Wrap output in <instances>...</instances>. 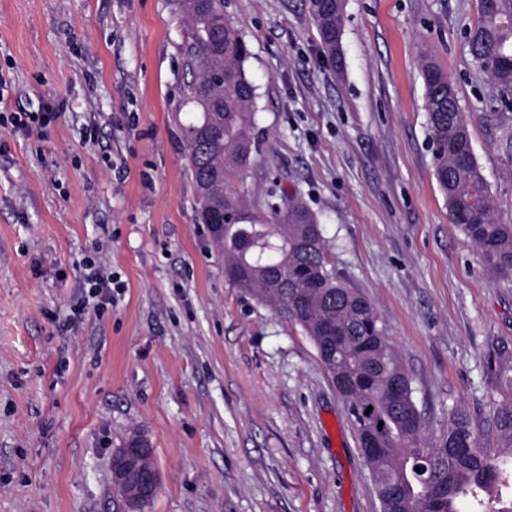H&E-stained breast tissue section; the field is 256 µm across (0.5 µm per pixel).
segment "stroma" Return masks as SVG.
<instances>
[{
    "mask_svg": "<svg viewBox=\"0 0 512 512\" xmlns=\"http://www.w3.org/2000/svg\"><path fill=\"white\" fill-rule=\"evenodd\" d=\"M257 88L247 201L298 195L368 298L430 439L485 416L512 350V275L450 219L424 111L425 54L454 82L512 224V109L475 64L476 0H347L343 67L310 0H226ZM175 0H0V512H123L115 448L138 432L160 488L142 512H381L343 402L301 327L232 288L196 220ZM115 281L70 322L85 263ZM51 113L48 112L47 106L39 104L36 111L11 112L8 117H0L2 123H5V120L10 122L13 130L31 133L44 125L50 119Z\"/></svg>",
    "mask_w": 512,
    "mask_h": 512,
    "instance_id": "1",
    "label": "stroma"
}]
</instances>
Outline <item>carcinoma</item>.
I'll use <instances>...</instances> for the list:
<instances>
[{"label":"carcinoma","mask_w":512,"mask_h":512,"mask_svg":"<svg viewBox=\"0 0 512 512\" xmlns=\"http://www.w3.org/2000/svg\"><path fill=\"white\" fill-rule=\"evenodd\" d=\"M324 52L342 66L346 0L323 8L310 0ZM187 31L189 96L199 112L183 127L187 172L197 217L224 254L229 284L298 324L312 341L340 395L358 444L370 437L380 451L364 458L375 476L383 512H461L483 509L490 493L512 480V468L479 447L481 433L500 436L512 450V359L489 357L486 370L507 391L487 418L451 411L448 432L427 443V425L412 380L385 334L379 314L331 265L317 215L296 196L270 192L266 210L252 212L240 191L259 151L256 88L244 63L250 55L224 0H177ZM470 54L500 93H512V0H477ZM424 109L436 180L450 218L485 265L512 273V224L479 166L468 121L448 74L431 58L422 66Z\"/></svg>","instance_id":"obj_1"}]
</instances>
